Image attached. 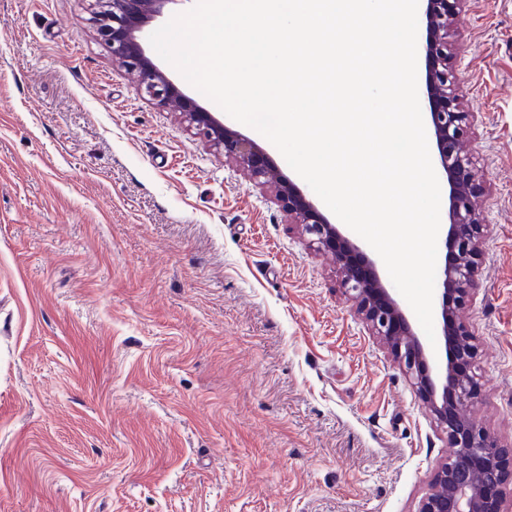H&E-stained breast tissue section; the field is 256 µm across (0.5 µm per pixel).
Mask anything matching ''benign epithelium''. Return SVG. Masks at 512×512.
<instances>
[{
    "instance_id": "benign-epithelium-1",
    "label": "benign epithelium",
    "mask_w": 512,
    "mask_h": 512,
    "mask_svg": "<svg viewBox=\"0 0 512 512\" xmlns=\"http://www.w3.org/2000/svg\"><path fill=\"white\" fill-rule=\"evenodd\" d=\"M172 0H94L92 24L112 63L138 76L137 90L180 120L216 152L246 171L274 194L288 223L299 226L317 251L336 258L341 284L355 313L388 355L410 377L420 399L453 452L437 467L431 491L418 512H504L502 468L505 449L468 413L474 399L472 376L460 369L476 350L458 310L471 298L484 243L479 209L481 183L471 168L464 112L453 63L454 9L462 0H418L425 37L418 48L424 77L419 83L427 110L426 134L435 144L434 161L448 184L449 230L445 248L454 261L444 263L442 292L436 299L446 361H432L409 315L387 287L377 263L332 223L312 200L287 179L269 181L270 159L252 139L206 111L146 53L145 28L163 17Z\"/></svg>"
}]
</instances>
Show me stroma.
I'll return each instance as SVG.
<instances>
[{"label": "stroma", "instance_id": "35a3bbf8", "mask_svg": "<svg viewBox=\"0 0 512 512\" xmlns=\"http://www.w3.org/2000/svg\"><path fill=\"white\" fill-rule=\"evenodd\" d=\"M89 0H0V512H417L450 449L274 196L137 91ZM471 416L512 448V0H465Z\"/></svg>", "mask_w": 512, "mask_h": 512}]
</instances>
